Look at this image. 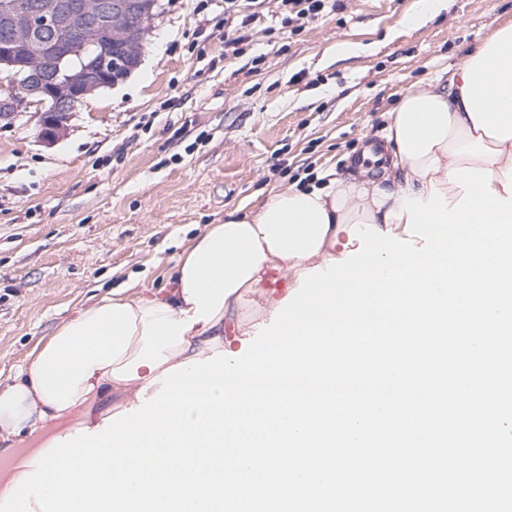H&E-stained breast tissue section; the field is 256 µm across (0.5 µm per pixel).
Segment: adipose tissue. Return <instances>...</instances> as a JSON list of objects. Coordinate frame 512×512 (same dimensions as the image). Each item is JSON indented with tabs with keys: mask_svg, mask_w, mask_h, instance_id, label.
<instances>
[{
	"mask_svg": "<svg viewBox=\"0 0 512 512\" xmlns=\"http://www.w3.org/2000/svg\"><path fill=\"white\" fill-rule=\"evenodd\" d=\"M388 164L376 177L289 186L250 213L226 214L186 246L164 287L123 289L78 310L0 380V442L20 450L0 490L10 491L38 451L79 428L138 406L137 394L171 366L230 347L227 331L252 338L280 301L271 275L297 288L300 273L341 258L355 222L403 234L393 218L404 196L448 201L463 190L450 169H492L502 190L512 167V24L482 40L435 88L406 94L384 136Z\"/></svg>",
	"mask_w": 512,
	"mask_h": 512,
	"instance_id": "ef3b65f1",
	"label": "adipose tissue"
}]
</instances>
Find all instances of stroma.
I'll return each instance as SVG.
<instances>
[{
  "label": "stroma",
  "instance_id": "stroma-1",
  "mask_svg": "<svg viewBox=\"0 0 512 512\" xmlns=\"http://www.w3.org/2000/svg\"><path fill=\"white\" fill-rule=\"evenodd\" d=\"M255 12L245 24L224 0H161L138 67L78 105L63 138H38L32 104L0 121L1 377L76 310L164 286L225 213L327 171L358 175L403 96L512 23V0ZM238 34L240 52L225 49Z\"/></svg>",
  "mask_w": 512,
  "mask_h": 512
}]
</instances>
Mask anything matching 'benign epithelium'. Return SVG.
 Here are the masks:
<instances>
[{
	"label": "benign epithelium",
	"instance_id": "1",
	"mask_svg": "<svg viewBox=\"0 0 512 512\" xmlns=\"http://www.w3.org/2000/svg\"><path fill=\"white\" fill-rule=\"evenodd\" d=\"M160 0H9L0 12V119L19 100L39 106L38 138L58 141L77 104L132 72Z\"/></svg>",
	"mask_w": 512,
	"mask_h": 512
}]
</instances>
